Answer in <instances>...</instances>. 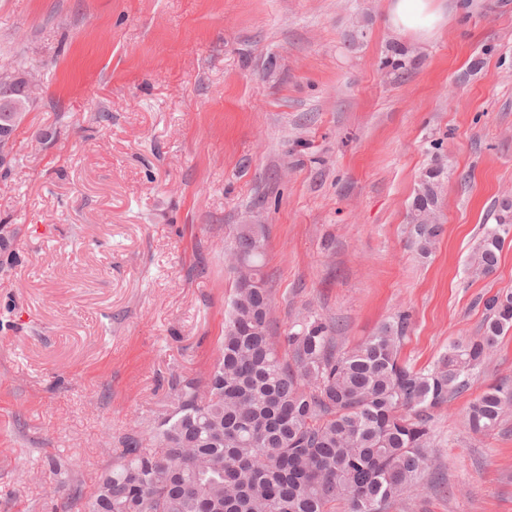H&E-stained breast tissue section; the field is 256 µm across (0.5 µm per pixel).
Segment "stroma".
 <instances>
[{"mask_svg":"<svg viewBox=\"0 0 512 512\" xmlns=\"http://www.w3.org/2000/svg\"><path fill=\"white\" fill-rule=\"evenodd\" d=\"M440 36L397 42L388 0H0V65L41 97L0 179L18 226L0 272V512H61L150 430L178 377L211 370L231 306L224 254L265 228L275 335L297 317L348 350L410 315L402 360L431 368L512 293L468 265L512 198V0H435ZM413 65L385 61L395 48ZM444 155L442 232L420 257L409 213ZM512 381V331L433 414L445 490L388 512H512V416H463ZM512 409V385L499 381L488 385L469 406L466 423L469 432L476 436L492 435Z\"/></svg>","mask_w":512,"mask_h":512,"instance_id":"obj_1","label":"stroma"}]
</instances>
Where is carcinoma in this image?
I'll list each match as a JSON object with an SVG mask.
<instances>
[{"mask_svg": "<svg viewBox=\"0 0 512 512\" xmlns=\"http://www.w3.org/2000/svg\"><path fill=\"white\" fill-rule=\"evenodd\" d=\"M444 174L441 165L426 169L412 202L423 257L442 231ZM511 230L504 202L474 274L497 268ZM264 239L262 226L238 225L231 311L212 370L176 381L172 410L150 432L132 422L119 461L64 512H386L435 475L433 412L470 387L512 329V293L490 298L482 335L451 344L427 371L400 358L405 314L345 352L332 325L303 317L284 337V354L270 331ZM511 410L512 384H490L470 404L467 428L489 436Z\"/></svg>", "mask_w": 512, "mask_h": 512, "instance_id": "carcinoma-1", "label": "carcinoma"}]
</instances>
